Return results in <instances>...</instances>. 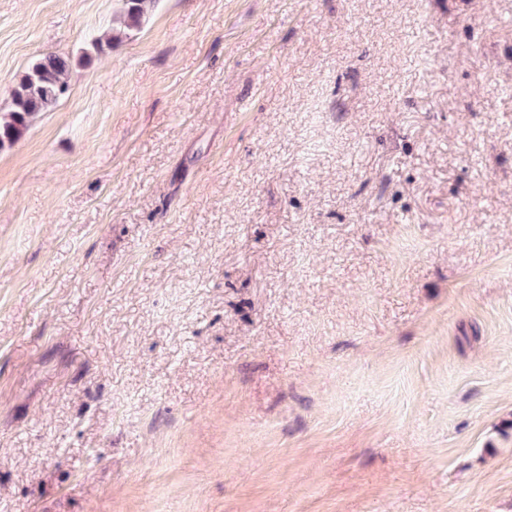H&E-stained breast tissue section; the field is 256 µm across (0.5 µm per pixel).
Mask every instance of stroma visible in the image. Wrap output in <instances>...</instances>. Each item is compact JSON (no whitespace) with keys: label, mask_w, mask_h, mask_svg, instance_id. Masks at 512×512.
<instances>
[{"label":"stroma","mask_w":512,"mask_h":512,"mask_svg":"<svg viewBox=\"0 0 512 512\" xmlns=\"http://www.w3.org/2000/svg\"><path fill=\"white\" fill-rule=\"evenodd\" d=\"M0 0V512H512V0ZM71 67V58L56 53H47L33 64L13 91L11 112L0 119V149L14 144L31 118L48 111L67 94L66 76Z\"/></svg>","instance_id":"35a3bbf8"}]
</instances>
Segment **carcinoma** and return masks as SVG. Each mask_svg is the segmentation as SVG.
<instances>
[{
    "label": "carcinoma",
    "instance_id": "1",
    "mask_svg": "<svg viewBox=\"0 0 512 512\" xmlns=\"http://www.w3.org/2000/svg\"><path fill=\"white\" fill-rule=\"evenodd\" d=\"M150 0H124L122 24L127 30L139 27ZM72 67L69 57L47 53L39 58L13 91L12 110L0 119V149L14 144L31 118L55 106L68 92L66 76Z\"/></svg>",
    "mask_w": 512,
    "mask_h": 512
}]
</instances>
